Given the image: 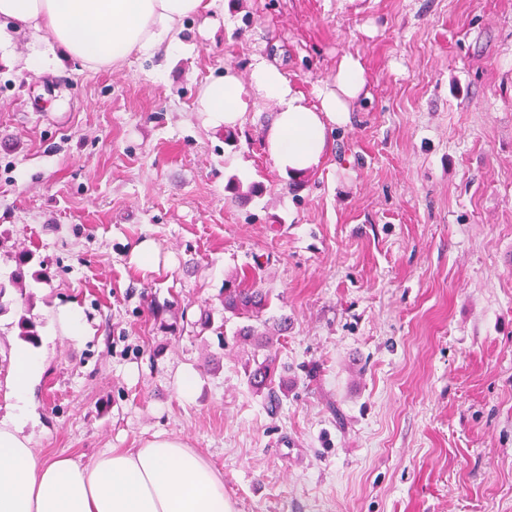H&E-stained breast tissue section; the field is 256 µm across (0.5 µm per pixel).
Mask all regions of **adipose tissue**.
I'll list each match as a JSON object with an SVG mask.
<instances>
[{
  "mask_svg": "<svg viewBox=\"0 0 512 512\" xmlns=\"http://www.w3.org/2000/svg\"><path fill=\"white\" fill-rule=\"evenodd\" d=\"M208 7L207 0H0V17L21 30L49 33L67 59L94 69L173 42L183 21ZM365 84L360 61L345 57L335 88L321 91L312 105L278 68L259 59L249 81L228 68L203 83L195 110L204 126L234 128L250 100H274L266 150L281 172L299 178L319 167L329 132L348 122ZM15 361L16 415L0 420V512H234L223 474L174 436L157 434L86 463L37 455L18 419L28 407V381L42 364L25 347Z\"/></svg>",
  "mask_w": 512,
  "mask_h": 512,
  "instance_id": "obj_1",
  "label": "adipose tissue"
}]
</instances>
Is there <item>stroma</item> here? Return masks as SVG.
<instances>
[{
    "instance_id": "stroma-1",
    "label": "stroma",
    "mask_w": 512,
    "mask_h": 512,
    "mask_svg": "<svg viewBox=\"0 0 512 512\" xmlns=\"http://www.w3.org/2000/svg\"><path fill=\"white\" fill-rule=\"evenodd\" d=\"M0 30L17 56L55 48ZM349 55L365 89L300 182L266 151L274 101L232 146L195 110L201 83L249 80L257 56L317 103ZM147 236L171 259L152 273L129 262ZM23 249L26 286L0 298V419L25 317L40 455L163 432L223 473L236 512H512V0H215L174 49L114 68L0 62L1 274ZM234 279L288 317L273 411L250 346H219L242 324L224 316ZM62 305L85 335L54 323Z\"/></svg>"
}]
</instances>
